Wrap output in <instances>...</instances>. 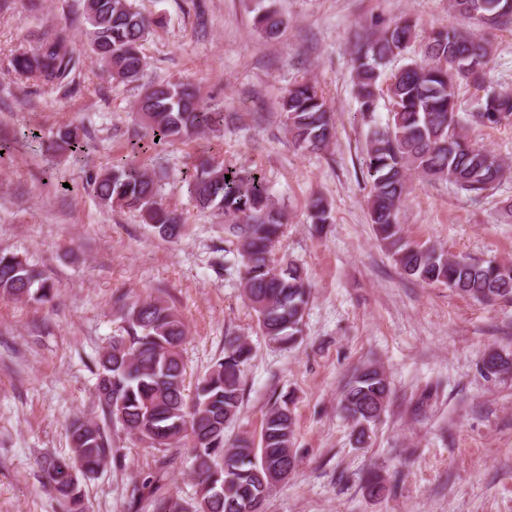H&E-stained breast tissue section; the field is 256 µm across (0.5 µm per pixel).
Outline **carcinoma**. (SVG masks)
<instances>
[{
  "label": "carcinoma",
  "mask_w": 512,
  "mask_h": 512,
  "mask_svg": "<svg viewBox=\"0 0 512 512\" xmlns=\"http://www.w3.org/2000/svg\"><path fill=\"white\" fill-rule=\"evenodd\" d=\"M479 2L484 0H451V6L472 19L482 33L433 27L418 54L387 78L383 69L409 53L418 29L410 17L380 23L356 47L353 93L364 120L377 111L380 98L387 97L389 104L386 124L368 135L363 160V176L370 184L367 206L377 240L408 278L491 304L512 300V263L457 259L434 244L405 239L400 222L411 175L447 180L479 196L501 181L506 168L500 158L468 140L456 115L458 90L465 84L482 92L477 102L479 122L512 123V92L496 90L487 80L493 52L489 35L512 22V0H493L491 8H479ZM85 11L91 51L99 65L115 81H138L144 68L141 48L152 22L130 0H86ZM254 25L275 37L287 21L264 8ZM13 66L22 78L36 77L64 88L74 68L70 40L43 30L36 36L35 48L18 54ZM279 107L298 148L319 151L334 141L332 113L316 83L293 84L280 97ZM136 108L155 138L150 149L224 124V113L206 110L189 83L149 84ZM57 142L76 157L95 148L89 137L69 127L59 130ZM94 185L105 206L137 210L160 236L181 237V216L158 202L155 181L139 160L112 162ZM179 190L199 207L224 214V234L228 242L237 244L243 269V295L264 340L280 348L297 345L310 297L308 274L294 260L273 258L288 216L261 171L203 162L185 174ZM330 214L326 199L310 201L308 217L315 231L324 229ZM0 295L50 303L56 291L39 270L14 254L0 252ZM122 319L124 335L112 337L96 361V396L103 422L75 421L68 429V455L41 462L51 492L67 512H89L83 483L112 461L108 424L115 422L153 448H187L193 460L195 504H186L165 488L167 468L176 460L165 455L155 473L134 486L130 506L147 499L153 512H263L279 484L281 469L298 463L293 448L295 419L291 400L277 397L265 414L258 440L240 436L227 441L226 429L238 419L243 404L245 370L253 356L249 342L230 333L224 336V355L190 389L182 356L187 330L180 314L155 298L123 306ZM389 402V383L381 368L368 364L355 370L339 409L356 445L368 443ZM70 467L76 470L73 477L66 472Z\"/></svg>",
  "instance_id": "obj_1"
}]
</instances>
